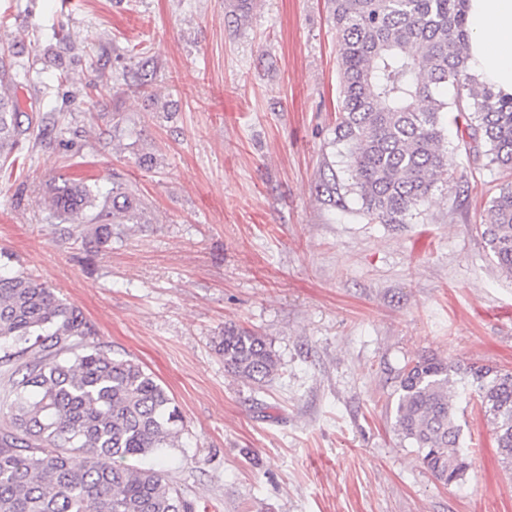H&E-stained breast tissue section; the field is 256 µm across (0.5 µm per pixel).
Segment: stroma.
<instances>
[{
    "label": "stroma",
    "instance_id": "obj_1",
    "mask_svg": "<svg viewBox=\"0 0 512 512\" xmlns=\"http://www.w3.org/2000/svg\"><path fill=\"white\" fill-rule=\"evenodd\" d=\"M0 55L30 121L0 168V267L174 399L184 428L141 466L194 512H512L476 398L450 486L394 418L418 358L512 370V277L483 235L504 178L452 128L449 183L406 223L364 213L328 0H0ZM73 178L133 185L145 223L88 251L92 225L45 220ZM228 325L271 344L269 381L225 370Z\"/></svg>",
    "mask_w": 512,
    "mask_h": 512
}]
</instances>
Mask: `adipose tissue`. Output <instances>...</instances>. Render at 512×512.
Returning a JSON list of instances; mask_svg holds the SVG:
<instances>
[{
	"label": "adipose tissue",
	"mask_w": 512,
	"mask_h": 512,
	"mask_svg": "<svg viewBox=\"0 0 512 512\" xmlns=\"http://www.w3.org/2000/svg\"><path fill=\"white\" fill-rule=\"evenodd\" d=\"M467 64L478 82L512 96V0H464Z\"/></svg>",
	"instance_id": "1"
}]
</instances>
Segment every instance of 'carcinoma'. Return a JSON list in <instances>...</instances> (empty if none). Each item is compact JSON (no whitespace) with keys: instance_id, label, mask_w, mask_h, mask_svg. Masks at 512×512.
I'll return each mask as SVG.
<instances>
[{"instance_id":"cac0c4a2","label":"carcinoma","mask_w":512,"mask_h":512,"mask_svg":"<svg viewBox=\"0 0 512 512\" xmlns=\"http://www.w3.org/2000/svg\"><path fill=\"white\" fill-rule=\"evenodd\" d=\"M464 0H329L339 59L338 141L349 147L363 210L404 224L452 176L441 117L464 119L487 166L512 172V96L477 82L467 67ZM454 89L451 99L440 90ZM16 101L0 92V161L26 133ZM48 219L114 227L145 222L134 189L104 194L87 180L50 185ZM484 235L512 276V183L491 200ZM79 308L22 272L0 274V512H192L167 475L136 465L174 444L183 420L173 399L139 363L115 359L92 340ZM224 368L261 382L278 370L266 340L238 326L214 338ZM21 361V369L13 360ZM471 388L491 424L499 460L512 473V371L434 357L406 365L395 426L438 482L463 479L456 398Z\"/></svg>"}]
</instances>
